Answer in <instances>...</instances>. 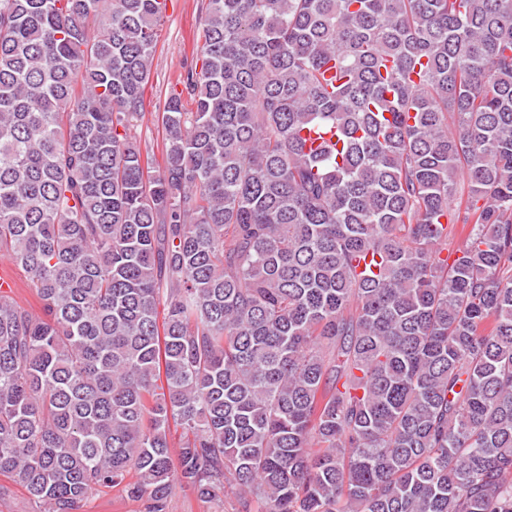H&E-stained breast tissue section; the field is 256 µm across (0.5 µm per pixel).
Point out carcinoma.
<instances>
[{
  "label": "carcinoma",
  "mask_w": 512,
  "mask_h": 512,
  "mask_svg": "<svg viewBox=\"0 0 512 512\" xmlns=\"http://www.w3.org/2000/svg\"><path fill=\"white\" fill-rule=\"evenodd\" d=\"M161 18L0 0V475L512 512V0H204L152 175ZM10 263L13 264L7 255L0 254V266L4 264L12 268ZM9 267H0V284L2 291L9 293V288H14V271L18 278V285L17 288H15L12 296L15 297L22 306L29 309L30 312L40 315L42 311V304L35 293L32 291V288H29L28 279L25 277V273L16 266L15 267L17 268L18 272L13 268L12 271Z\"/></svg>",
  "instance_id": "carcinoma-1"
}]
</instances>
